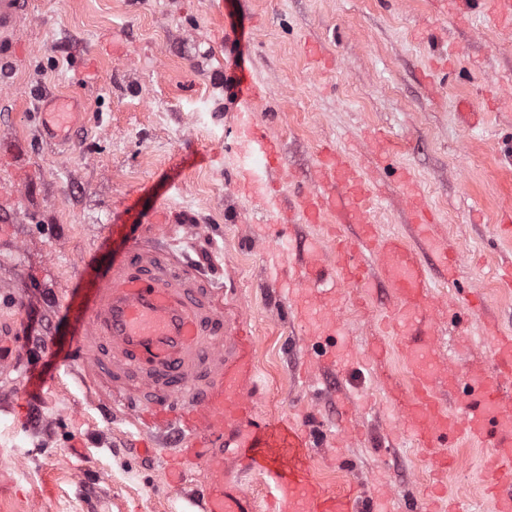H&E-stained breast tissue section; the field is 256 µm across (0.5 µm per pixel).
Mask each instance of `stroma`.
I'll return each mask as SVG.
<instances>
[{
    "label": "stroma",
    "instance_id": "stroma-1",
    "mask_svg": "<svg viewBox=\"0 0 512 512\" xmlns=\"http://www.w3.org/2000/svg\"><path fill=\"white\" fill-rule=\"evenodd\" d=\"M0 68V325L15 370L0 377V512H198L167 488L168 452L138 451L139 431L103 420L65 366L75 325L65 302L87 301L94 275L124 255L136 222L165 214L173 251L185 252L214 286L234 277L224 313L246 308L259 341L261 411L302 424L315 401L322 435L344 431L359 397L371 409L365 435L336 452L306 449L302 472L329 492L368 490L381 478L394 512H409L432 479L433 462L392 423L403 402L386 400L405 381L393 354L360 362L385 337L379 316L391 300L372 283L364 302L341 286L336 366L297 378L305 323L319 318L298 281L309 242L334 214L291 224L284 251L245 248L271 235L237 195V171H263L229 131L236 105L225 85L252 81L266 98L253 118L278 138L281 206L320 186L324 145L344 152L375 191L373 220L385 235L410 236L413 214L400 180L411 176L438 234L461 264L448 284L426 255L438 303L477 291L512 333V292L498 268L512 239L497 226L512 209V165L498 141L512 130V27L472 11L442 13L438 0H30ZM80 116L65 137L41 132L51 101ZM474 115H464L462 103ZM389 158L375 161L379 145ZM304 307L306 321L278 318L275 301ZM442 351L458 370L491 359L477 316L445 318ZM449 493L470 494L480 449L461 441ZM344 465H337V457Z\"/></svg>",
    "mask_w": 512,
    "mask_h": 512
}]
</instances>
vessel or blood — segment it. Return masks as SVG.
<instances>
[{"label":"vessel or blood","instance_id":"vessel-or-blood-1","mask_svg":"<svg viewBox=\"0 0 512 512\" xmlns=\"http://www.w3.org/2000/svg\"><path fill=\"white\" fill-rule=\"evenodd\" d=\"M27 9L28 0H0V59L12 54L13 32ZM236 95L237 137L248 150L273 161L277 143L254 123L250 109L265 97V89L249 83L237 86ZM321 164L329 184L322 193L300 195V214L315 223L324 213H334L337 223L355 225L357 234L351 240L336 232L326 248L310 246L304 287L312 295L330 284L362 288L369 263L378 265L393 298L387 318L394 327L407 329L401 351L409 386L390 391L394 398L408 396L398 424L412 433L434 464L423 512H481L485 499L493 512H512V335H502L493 325L486 329L497 374L473 368L460 375L441 363L435 351L440 331L426 314L429 274L419 253L399 237L377 234L371 221L374 193L345 155L324 149ZM411 204L420 234L431 237V250L447 252V239H433L434 227L419 199ZM166 231L163 224L140 225L127 254L95 276L88 303L72 312L77 329L66 363L82 382L87 404L109 420L133 424L151 447L172 448L170 489L193 498L202 512H257L255 498L239 479L255 471L259 448L277 451L266 473L278 512H344L341 498L294 470L292 449L318 446L317 430L291 426L278 434L272 431L257 408L258 345L246 320H225L199 271L163 248ZM338 327L335 307L326 303L309 333L330 336ZM131 369L148 375L140 388L151 397L138 405L129 393L112 388ZM439 380L455 391L457 413H448L437 399ZM462 435L490 448L483 459L486 483L478 497L449 496L440 482L457 464L445 447ZM233 444L245 451L234 469L224 460ZM190 466L203 472L191 484L185 474Z\"/></svg>","mask_w":512,"mask_h":512}]
</instances>
